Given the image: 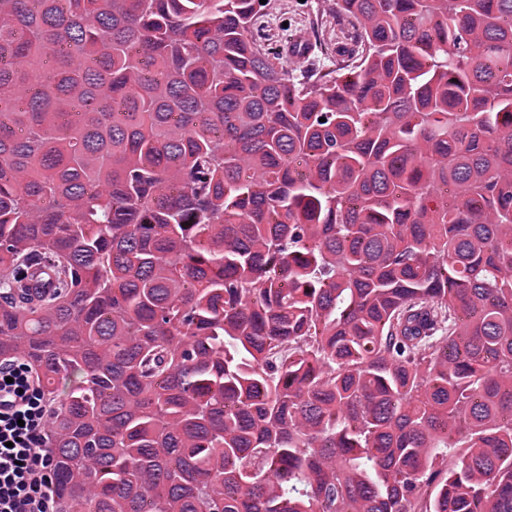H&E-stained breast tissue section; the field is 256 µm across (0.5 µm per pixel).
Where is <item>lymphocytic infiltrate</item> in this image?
Segmentation results:
<instances>
[{
	"label": "lymphocytic infiltrate",
	"instance_id": "obj_1",
	"mask_svg": "<svg viewBox=\"0 0 512 512\" xmlns=\"http://www.w3.org/2000/svg\"><path fill=\"white\" fill-rule=\"evenodd\" d=\"M41 384L23 360L0 361V512H56Z\"/></svg>",
	"mask_w": 512,
	"mask_h": 512
}]
</instances>
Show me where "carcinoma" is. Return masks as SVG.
I'll use <instances>...</instances> for the list:
<instances>
[{
	"mask_svg": "<svg viewBox=\"0 0 512 512\" xmlns=\"http://www.w3.org/2000/svg\"><path fill=\"white\" fill-rule=\"evenodd\" d=\"M266 8L0 0L57 512H512V0H336L300 75Z\"/></svg>",
	"mask_w": 512,
	"mask_h": 512,
	"instance_id": "obj_1",
	"label": "carcinoma"
}]
</instances>
